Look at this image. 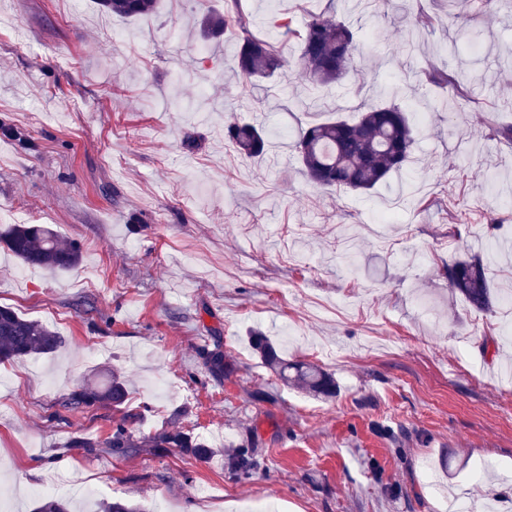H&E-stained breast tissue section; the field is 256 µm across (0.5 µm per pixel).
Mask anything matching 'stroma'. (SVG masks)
I'll return each mask as SVG.
<instances>
[{"label": "stroma", "mask_w": 512, "mask_h": 512, "mask_svg": "<svg viewBox=\"0 0 512 512\" xmlns=\"http://www.w3.org/2000/svg\"><path fill=\"white\" fill-rule=\"evenodd\" d=\"M224 0H161L122 19L95 0H0V227L51 225L75 243L67 272L21 265L0 248V306L63 340L0 365V512H33L35 488L82 472L88 494L149 512H470L512 497V254L489 265L494 308L448 286V262L483 253L487 230L512 242V10L495 0H248L256 31L333 15L363 48L356 74L323 87L290 66L247 81L235 29L192 33ZM432 65L485 77L472 97L406 75ZM426 116L411 162L367 194L319 187L301 170L298 130L355 118L372 101ZM261 124L265 153L224 137L229 117ZM402 199L386 247L368 232ZM332 375L335 398L284 383L249 338ZM221 345L228 370L205 356ZM128 384L139 435L179 428L214 451L121 455L99 447L111 408L67 411L78 386ZM76 437L93 449L72 447ZM248 450L259 463L233 475ZM39 473H32V466ZM214 498L200 501V487Z\"/></svg>", "instance_id": "obj_1"}]
</instances>
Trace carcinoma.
<instances>
[{
  "label": "carcinoma",
  "mask_w": 512,
  "mask_h": 512,
  "mask_svg": "<svg viewBox=\"0 0 512 512\" xmlns=\"http://www.w3.org/2000/svg\"><path fill=\"white\" fill-rule=\"evenodd\" d=\"M108 13L122 18H137L153 13L158 0H99ZM238 30L237 69L247 79H269L283 66L276 39L254 31L243 0H224V11L205 10L199 21L202 38H217L227 26ZM281 36L297 37L301 42L299 66L312 83L330 86L338 83L353 69L356 46L351 29L342 20L315 18L303 30L293 27V20L279 24ZM224 137L247 158L262 155L268 133L255 123H224ZM417 129L407 112L395 102L370 103L353 120L336 118L299 131L295 142L302 170L307 179L320 187H339L369 192L401 171L412 158ZM0 243L14 258L26 266L50 271H67L80 261L77 247L60 238L42 224H13L0 232ZM448 285L479 312L492 310L495 296L481 256L454 260L446 268ZM252 344L267 365L273 367L283 382L291 381L302 389L324 398L336 396V381L319 367L290 363L282 358L271 340L256 333ZM62 340L44 324L20 316L9 307L0 306V364L47 355L57 351ZM128 389L122 377L100 386L85 384L66 397L61 406L68 410L110 406L123 411ZM129 415L112 427L102 441L78 438L74 448H110L124 454L132 448H181L194 458L204 460L211 448L189 433L173 428L151 436H138L126 425ZM232 468L244 475L258 466L246 450L237 454ZM34 512H69V504L54 495L42 497ZM101 512H147L140 504L116 500L106 502Z\"/></svg>",
  "instance_id": "1"
}]
</instances>
